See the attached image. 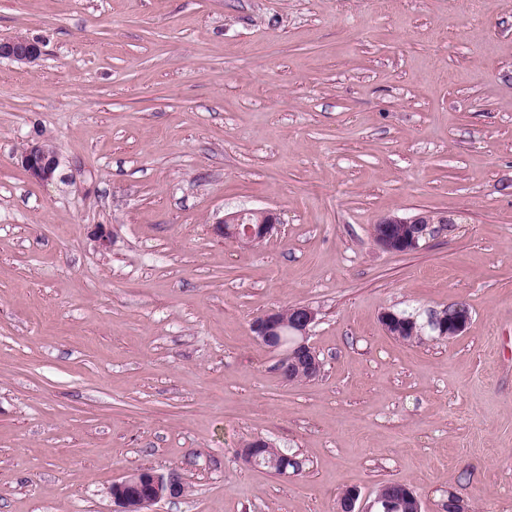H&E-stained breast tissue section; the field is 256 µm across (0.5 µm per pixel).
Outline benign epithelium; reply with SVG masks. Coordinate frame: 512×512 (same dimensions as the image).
<instances>
[{"instance_id":"obj_1","label":"benign epithelium","mask_w":512,"mask_h":512,"mask_svg":"<svg viewBox=\"0 0 512 512\" xmlns=\"http://www.w3.org/2000/svg\"><path fill=\"white\" fill-rule=\"evenodd\" d=\"M43 54L42 43L24 34L0 40V59L18 64H29ZM21 166L29 177L41 183H53L66 178L62 173V160L56 147L46 139H30L17 153ZM260 214V222L252 224L246 217ZM279 223L277 213L271 209H241L215 218L212 230L220 237H227L239 243L258 244L269 237ZM437 228L428 215L413 217L388 216L374 225L372 234L377 245L389 252L407 253L420 248L421 242L433 235ZM282 311L271 309L251 322V329L257 338L273 350L281 351L280 363L290 368L307 371L309 379L319 377L322 362L309 342V335L317 323V311L309 305L291 307V317L284 321ZM471 318L470 310L462 302L448 304V310L434 312L427 321L436 335L453 339L461 335ZM402 318L392 310L380 315L384 330L392 336L406 333L416 335V329L406 330ZM184 484L175 476H164L150 469L135 470L115 482L110 490L114 504L113 512H151V508L163 499L183 496ZM342 512H379L382 501L361 497L355 488L344 493Z\"/></svg>"}]
</instances>
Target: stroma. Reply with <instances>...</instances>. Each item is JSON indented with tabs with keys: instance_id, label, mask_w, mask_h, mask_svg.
I'll return each instance as SVG.
<instances>
[{
	"instance_id": "obj_1",
	"label": "stroma",
	"mask_w": 512,
	"mask_h": 512,
	"mask_svg": "<svg viewBox=\"0 0 512 512\" xmlns=\"http://www.w3.org/2000/svg\"><path fill=\"white\" fill-rule=\"evenodd\" d=\"M0 512H112L141 467L154 512H337L348 487L512 512V0H0ZM40 136L69 181L17 150ZM271 208L262 244L214 217ZM439 232L410 253L389 215ZM113 232L101 249L98 227ZM465 303L406 343L384 310ZM306 304L321 375L251 332ZM296 452L282 477L239 458ZM43 54L42 43L24 34L0 40V59H8L18 64H29ZM21 166L29 177L41 183H54L66 178L56 147L46 139L27 140L17 153ZM433 224L429 215L388 216L374 225L372 234L383 250L407 253L419 249L421 242L437 231ZM446 307L433 313V317L428 319L426 325H429L441 338L453 339L460 336L466 329L470 318V310L462 302L448 304V315L444 312ZM183 493L184 484L178 477L138 469L112 485V511L151 512V508L162 499L181 497Z\"/></svg>"
}]
</instances>
